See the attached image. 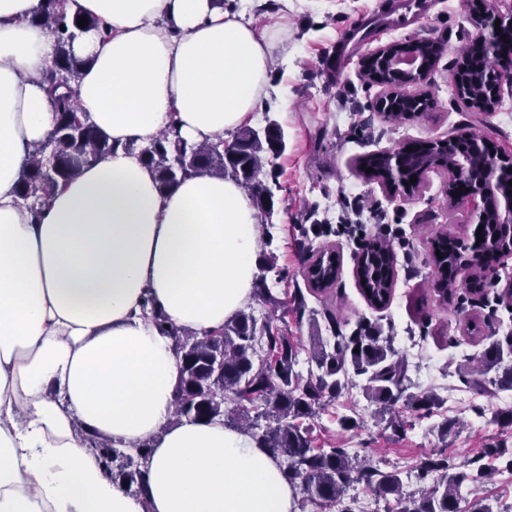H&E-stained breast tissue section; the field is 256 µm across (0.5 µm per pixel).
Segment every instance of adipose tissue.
<instances>
[{"instance_id": "obj_1", "label": "adipose tissue", "mask_w": 512, "mask_h": 512, "mask_svg": "<svg viewBox=\"0 0 512 512\" xmlns=\"http://www.w3.org/2000/svg\"><path fill=\"white\" fill-rule=\"evenodd\" d=\"M111 28L73 44L76 100L113 145L40 215L15 184L53 126L55 36L39 0H0V512H296L280 459L222 421L171 423L177 327L217 330L253 300L260 226L231 177L167 192L135 150L175 123L192 143L238 128L274 45L215 0H77ZM148 444L126 493L80 431Z\"/></svg>"}]
</instances>
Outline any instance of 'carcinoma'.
I'll list each match as a JSON object with an SVG mask.
<instances>
[{"label": "carcinoma", "mask_w": 512, "mask_h": 512, "mask_svg": "<svg viewBox=\"0 0 512 512\" xmlns=\"http://www.w3.org/2000/svg\"><path fill=\"white\" fill-rule=\"evenodd\" d=\"M73 2L40 0L31 17L32 24L50 29L55 36L48 72L55 99L53 128L47 141L33 150L15 186L17 196L35 216L48 204L54 189L77 176L82 167L112 154V144L80 112L73 89L87 60L76 56L72 45L83 33L99 30L103 24L90 16L86 27H79L77 19L82 13L68 11ZM491 66L492 61L487 58L482 71L460 73L461 87L472 99L488 97ZM373 71L382 82L400 87L381 110L386 119L398 121L412 116L421 104L425 112L432 108L429 98L420 104L408 97L405 88L409 81L405 78L393 75L379 62L373 64ZM416 146V151L407 156L406 164L416 173L420 184L427 166L450 155L446 148H427L423 142ZM284 149L283 133L275 122L269 123L262 135L244 126L230 141L219 137L204 144L182 138L172 122L139 156L153 169L162 192L190 176H231L249 189L258 212L269 214L274 207L273 193L261 177L277 182L275 170L265 171L266 162L269 157L277 158ZM502 228L496 213L487 211L485 236L500 250L512 249V240L501 235ZM435 249L443 254L441 259L432 254L436 282L441 284L440 297L444 302L452 301L459 289L455 269L471 264V248L461 240L441 236ZM395 261L393 248L386 239L373 237L365 242L356 275L365 298L375 307L386 304L391 296ZM339 270L340 266L332 265L329 259L318 263L317 273L307 267L303 274L308 282L315 278L326 281L328 288ZM255 296L270 306L273 313L280 307V301L262 277L256 280ZM153 318L159 330L173 338L179 359L174 420H221L251 434L261 447L282 460L284 476L291 485H300L306 500L319 505L334 504L337 512H354L351 504L345 502V492L352 483L362 482L379 496L395 499V507L387 508V512H494L486 499L461 505L463 484H480L492 472L485 464L463 469L448 455L430 456L416 474L423 486L406 493L398 473L364 466L346 448L333 446L324 450L313 446L310 427L303 425L302 420L315 416L319 408L335 400L355 376L365 380V397L379 406L378 417L396 433L405 432L407 425L398 403L419 417L431 415L439 406V398L432 391L408 392L407 363L382 325L365 323L346 335L336 319L329 318L325 328H316L306 347L275 328L272 316L260 323L251 311H241L224 327L202 335L168 324L160 313H153ZM483 340L485 346L477 366L464 371L467 382L478 392L512 391V363L507 365L501 359L503 349L512 346V336L501 339L491 335ZM302 351L308 355L306 378L296 371ZM79 434L97 454L102 468L112 475L113 482L134 486L138 495L145 494L147 445L128 453L114 447L110 438L83 430Z\"/></svg>", "instance_id": "1"}]
</instances>
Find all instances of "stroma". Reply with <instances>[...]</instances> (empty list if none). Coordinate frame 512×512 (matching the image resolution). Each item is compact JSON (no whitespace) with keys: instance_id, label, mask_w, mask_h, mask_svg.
<instances>
[{"instance_id":"1","label":"stroma","mask_w":512,"mask_h":512,"mask_svg":"<svg viewBox=\"0 0 512 512\" xmlns=\"http://www.w3.org/2000/svg\"><path fill=\"white\" fill-rule=\"evenodd\" d=\"M225 8L282 44L247 119L256 129L276 121L286 140L275 161L281 189L272 213L259 219L278 257L266 284L285 301L302 290L308 318L299 320L288 310L278 327L305 340L312 317L321 322L335 317L347 333L361 322L381 323L407 361L411 391L432 389L443 400L438 413L411 418L399 437L374 417L361 387L350 386L311 419L314 446H339L381 469L399 470L409 492L419 486L421 462L435 453L484 464L489 444L503 442L512 449V428L491 424L488 417L489 411L512 408V392L479 395L461 376L464 364L482 352L483 337L512 332V306L500 299L512 283V254L487 272L483 297L461 290L454 301L441 302L430 242L444 232L462 234L469 209L449 212L442 174L429 173L409 195L367 179L357 167L364 155L462 131L492 140L502 154L512 153V126L503 125L498 112H461L453 104L454 62L478 32L464 0H226ZM423 37L444 48L422 85L434 106L399 123L386 121L377 109L386 90L365 82L360 60L378 46ZM327 199L335 203L330 214L323 208ZM359 200L373 205L375 217L360 224L353 237L337 235V224L351 216ZM375 236L390 241L396 256L392 296L379 308L366 301L355 275L362 244ZM331 246L340 258V274L331 288L313 290L303 269ZM344 415L360 417L362 426L342 429L338 420ZM446 416L460 419L462 426L442 442L436 425ZM461 492L512 512V471L498 468L488 481L463 485Z\"/></svg>"}]
</instances>
